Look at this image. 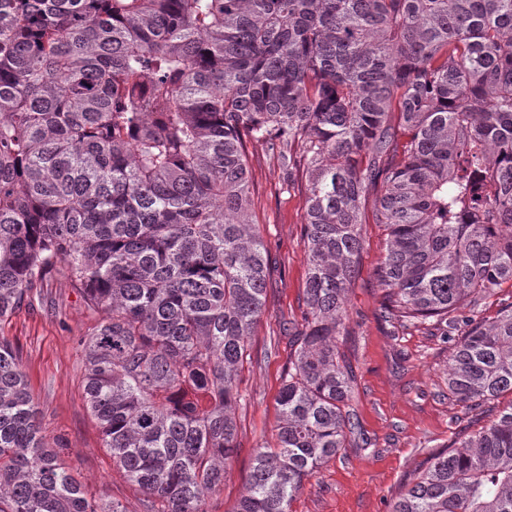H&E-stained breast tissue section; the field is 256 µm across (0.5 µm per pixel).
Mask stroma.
<instances>
[{
    "instance_id": "1",
    "label": "stroma",
    "mask_w": 512,
    "mask_h": 512,
    "mask_svg": "<svg viewBox=\"0 0 512 512\" xmlns=\"http://www.w3.org/2000/svg\"><path fill=\"white\" fill-rule=\"evenodd\" d=\"M252 168L255 210L273 273L266 312L252 337V362L242 373L239 448L223 491L209 502L211 512H232L256 448L275 438L276 398L290 351L283 324L300 317L307 286L304 196L297 189H282L280 169L261 151H254ZM361 223L358 272L347 294L349 320L337 346L352 373V404L363 442L325 464L296 497L292 512H390L428 458L460 443L505 405L499 399L472 410L449 400V345L433 324L403 327L387 318L384 292L374 280L387 236L375 223L372 206H364ZM97 321L77 288L58 276L35 295L31 306L1 324L0 334L21 355L46 446L65 439V459L87 490L106 492L127 512H141V494L113 466L86 406L80 340Z\"/></svg>"
}]
</instances>
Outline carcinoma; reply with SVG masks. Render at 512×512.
<instances>
[{"label":"carcinoma","mask_w":512,"mask_h":512,"mask_svg":"<svg viewBox=\"0 0 512 512\" xmlns=\"http://www.w3.org/2000/svg\"><path fill=\"white\" fill-rule=\"evenodd\" d=\"M400 124H392V113ZM305 179V310L234 512H290L359 429L336 336L376 190L388 314L453 343L448 397L512 394V0H0V323L61 275L85 394L144 512H209L270 268L248 144ZM0 512H126L43 442L0 334ZM391 512H512V401ZM509 302H512V282L510 281L503 283L493 296L483 301L479 315L483 319H492L497 315L502 303Z\"/></svg>","instance_id":"1"}]
</instances>
